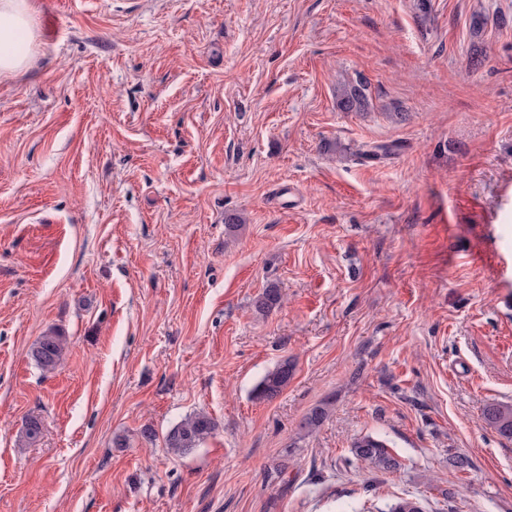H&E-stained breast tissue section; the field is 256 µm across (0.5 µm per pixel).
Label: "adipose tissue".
<instances>
[{"label": "adipose tissue", "mask_w": 512, "mask_h": 512, "mask_svg": "<svg viewBox=\"0 0 512 512\" xmlns=\"http://www.w3.org/2000/svg\"><path fill=\"white\" fill-rule=\"evenodd\" d=\"M33 0H0V75L28 62L27 48L36 37Z\"/></svg>", "instance_id": "1"}]
</instances>
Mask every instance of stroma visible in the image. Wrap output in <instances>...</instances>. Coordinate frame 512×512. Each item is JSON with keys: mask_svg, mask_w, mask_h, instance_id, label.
Instances as JSON below:
<instances>
[{"mask_svg": "<svg viewBox=\"0 0 512 512\" xmlns=\"http://www.w3.org/2000/svg\"><path fill=\"white\" fill-rule=\"evenodd\" d=\"M35 3L0 76V512H512V0ZM368 434L400 470L345 465ZM364 82L341 84L336 89V105L343 112H364L369 106ZM66 345V336L52 328L39 337L32 350V357L43 372H54L61 365ZM294 366L288 361L278 364L267 372L252 390L254 399L269 401L276 398L288 387L293 378ZM484 416L491 426L504 438H512V406L493 404L486 407ZM215 422L204 412L189 415L176 424L166 436V446L174 452L197 447L215 430Z\"/></svg>", "mask_w": 512, "mask_h": 512, "instance_id": "stroma-1", "label": "stroma"}]
</instances>
